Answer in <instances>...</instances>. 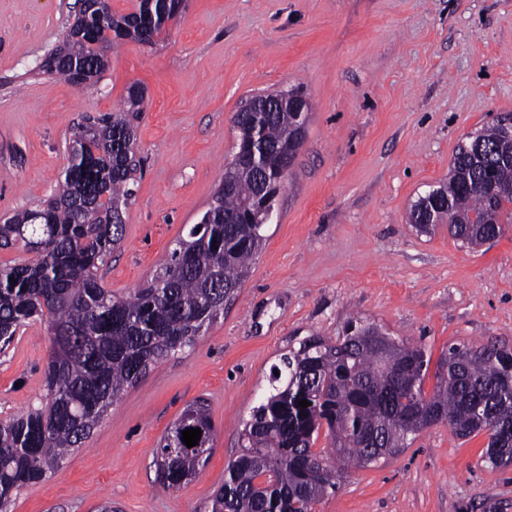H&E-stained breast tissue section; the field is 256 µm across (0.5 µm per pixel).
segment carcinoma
<instances>
[{"label": "carcinoma", "instance_id": "carcinoma-1", "mask_svg": "<svg viewBox=\"0 0 512 512\" xmlns=\"http://www.w3.org/2000/svg\"><path fill=\"white\" fill-rule=\"evenodd\" d=\"M125 16L94 20L81 40L66 36L46 57L44 71L71 82L73 64L99 76L107 67L100 44ZM139 86L118 112L85 114L72 134L69 164L43 207L17 212L0 224V247L21 240L31 262L0 266V347L18 329L48 317L53 349L45 369L47 402L0 422V512H10L24 486L43 480L87 440L125 389L170 354L192 346L224 312L250 263L267 241L266 225L241 219L260 191L258 174H271L275 156L261 166L228 168L232 190L219 184L209 223L177 239L159 273L128 297H115L98 276L122 240L123 212L113 204L133 196L137 164L135 123L143 112ZM512 121L504 118L458 147L448 179L434 189L441 212L428 223L417 200L409 223L430 233L448 224L452 238L478 246L512 222ZM238 141L272 150H297L306 129L285 108L240 112ZM501 344L475 350L452 344L440 357L431 393L423 388L431 358L424 346L396 339L373 322L356 319L336 341L310 336L273 365L269 388L242 421L241 451L224 471L211 512H313L338 488L344 470L367 467L406 446L428 425L412 409L410 391L461 438L488 431L484 459L512 464V366ZM311 406L299 407L301 400ZM213 432L205 403L188 405L156 449L158 484L179 488L205 467L212 446L182 451V431ZM325 431L329 447L313 445Z\"/></svg>", "mask_w": 512, "mask_h": 512}]
</instances>
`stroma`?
Segmentation results:
<instances>
[{
	"mask_svg": "<svg viewBox=\"0 0 512 512\" xmlns=\"http://www.w3.org/2000/svg\"><path fill=\"white\" fill-rule=\"evenodd\" d=\"M74 3L0 0V218L54 194L80 115L118 110L140 85L134 195L100 271L115 296L150 280L208 208L247 100L299 88L311 112L235 298L192 347L138 378L59 468L22 487L13 512H96L107 499L118 512H208L271 366L356 317L435 360L452 344L512 346V225L471 249L446 227L424 235L407 221L467 136L512 118V0H189L156 43L114 44L107 69L79 89L40 68ZM52 336L32 321L0 354V420L43 402ZM198 400L212 454L194 480L162 491L158 442ZM486 443L433 425L348 469L316 512H512V465L483 461Z\"/></svg>",
	"mask_w": 512,
	"mask_h": 512,
	"instance_id": "obj_1",
	"label": "stroma"
}]
</instances>
